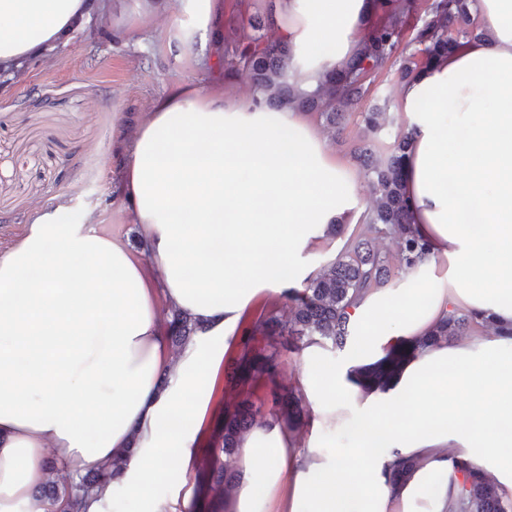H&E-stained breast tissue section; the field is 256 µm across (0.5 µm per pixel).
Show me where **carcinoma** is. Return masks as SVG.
I'll use <instances>...</instances> for the list:
<instances>
[{"label":"carcinoma","mask_w":512,"mask_h":512,"mask_svg":"<svg viewBox=\"0 0 512 512\" xmlns=\"http://www.w3.org/2000/svg\"><path fill=\"white\" fill-rule=\"evenodd\" d=\"M474 0H426L418 14V0H371L369 18L363 23L365 35L356 52L323 75L312 91L301 89L290 77L294 63L293 46L283 36L266 38L260 31L273 26L271 16L247 14L224 22L222 42L212 49L215 67L224 79L240 74L251 84V106L278 112L293 109L312 112L322 119L333 135L344 133L349 119L356 115L363 125L364 138L352 150L355 162L370 177L373 205L364 212L358 234L350 235L340 252L321 266L304 288L288 289L284 295L287 316L260 314L243 330V352L229 374V382L254 385L275 382V366L264 355L275 340L286 336L295 344L345 347L349 339L348 310L359 293L367 288L391 284L396 270L412 266L423 254L425 244L411 230V213L404 197L401 171L410 147V133L398 132L389 144L377 141L390 122L388 104H366L375 82L394 69L403 82L410 81L419 69L448 58L461 41L479 39L483 29L471 15ZM380 237H391L399 246L397 268L375 246ZM479 323L476 315L452 311L429 336L449 340L473 332ZM169 340L185 345L202 329V321L176 311L165 322ZM258 408L246 397L237 407L224 413V432L216 448L202 457L210 473V491L223 498L240 479L226 459L237 454L245 433L267 422L257 419ZM125 461L89 471L59 489L49 484L48 497L64 499L72 512H80L85 496L114 481ZM460 497L465 512H512V502L499 496L489 479L480 477L469 466L457 468Z\"/></svg>","instance_id":"obj_1"}]
</instances>
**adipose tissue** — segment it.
<instances>
[{
	"label": "adipose tissue",
	"instance_id": "ef3b65f1",
	"mask_svg": "<svg viewBox=\"0 0 512 512\" xmlns=\"http://www.w3.org/2000/svg\"><path fill=\"white\" fill-rule=\"evenodd\" d=\"M176 58L209 61L219 0H178ZM369 0H283L275 24L305 90L356 49ZM486 35L400 88L411 134L402 182L427 244L396 287L363 291L340 357L305 349L312 406L299 440L255 428L229 512H462L457 467L512 501V0H474ZM112 0H0V74L69 41ZM120 198L145 251L67 206L0 250V512H54L34 496L47 457L76 477L125 458L147 498L171 454L201 481L198 440L224 351L257 300L315 275L328 224L361 218L357 179L301 114L177 85L130 138ZM203 320L172 352L160 306ZM487 335L423 344L448 313ZM346 430L337 445V430Z\"/></svg>",
	"mask_w": 512,
	"mask_h": 512
}]
</instances>
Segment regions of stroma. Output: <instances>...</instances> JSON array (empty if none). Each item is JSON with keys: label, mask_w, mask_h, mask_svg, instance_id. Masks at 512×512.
I'll return each mask as SVG.
<instances>
[{"label": "stroma", "mask_w": 512, "mask_h": 512, "mask_svg": "<svg viewBox=\"0 0 512 512\" xmlns=\"http://www.w3.org/2000/svg\"><path fill=\"white\" fill-rule=\"evenodd\" d=\"M138 26L129 39L125 31ZM168 15L140 0H115L112 21L91 19L22 77L0 76V248L20 237L53 198L68 217L100 215L107 230L139 248L138 227L118 197L122 150L143 112L174 84L249 103L246 77L224 81L195 58L182 61L164 45Z\"/></svg>", "instance_id": "obj_1"}]
</instances>
